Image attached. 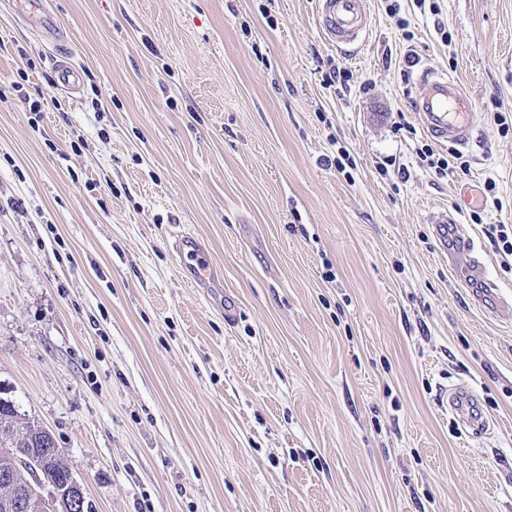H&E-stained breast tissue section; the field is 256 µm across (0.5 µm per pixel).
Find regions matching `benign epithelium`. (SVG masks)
<instances>
[{
  "instance_id": "benign-epithelium-1",
  "label": "benign epithelium",
  "mask_w": 512,
  "mask_h": 512,
  "mask_svg": "<svg viewBox=\"0 0 512 512\" xmlns=\"http://www.w3.org/2000/svg\"><path fill=\"white\" fill-rule=\"evenodd\" d=\"M21 461L29 474L23 492L6 505L10 512H56L58 502L70 498L72 504H84L81 485L73 478L60 485L48 474L45 460L34 454H25Z\"/></svg>"
}]
</instances>
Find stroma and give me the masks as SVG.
<instances>
[{
	"mask_svg": "<svg viewBox=\"0 0 512 512\" xmlns=\"http://www.w3.org/2000/svg\"><path fill=\"white\" fill-rule=\"evenodd\" d=\"M42 2L61 44L0 0V81L22 83L0 100V397L94 512H512V269L487 235L512 225V0H367L354 49L317 0ZM424 67L475 101L467 172L416 153L448 154L412 107ZM445 209L486 282L442 248ZM185 230L224 298L184 284ZM451 407L459 417L463 425L471 428L474 432H483L487 427L486 421L480 418L478 415H474L471 404L464 396L459 394L453 397Z\"/></svg>",
	"mask_w": 512,
	"mask_h": 512,
	"instance_id": "35a3bbf8",
	"label": "stroma"
}]
</instances>
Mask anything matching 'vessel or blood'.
I'll use <instances>...</instances> for the list:
<instances>
[{
  "instance_id": "b4317fda",
  "label": "vessel or blood",
  "mask_w": 512,
  "mask_h": 512,
  "mask_svg": "<svg viewBox=\"0 0 512 512\" xmlns=\"http://www.w3.org/2000/svg\"><path fill=\"white\" fill-rule=\"evenodd\" d=\"M319 25L325 38L339 48L359 44L368 27L366 0H317ZM413 108L425 131L440 142L468 144L472 138L475 102L457 79L445 72L425 70L414 85ZM175 249L190 262L184 267L185 281L191 287L219 294L223 272L213 263L205 242L182 231L175 238ZM452 408L463 425L474 432L484 431L486 422L474 415L463 396L452 399Z\"/></svg>"
}]
</instances>
